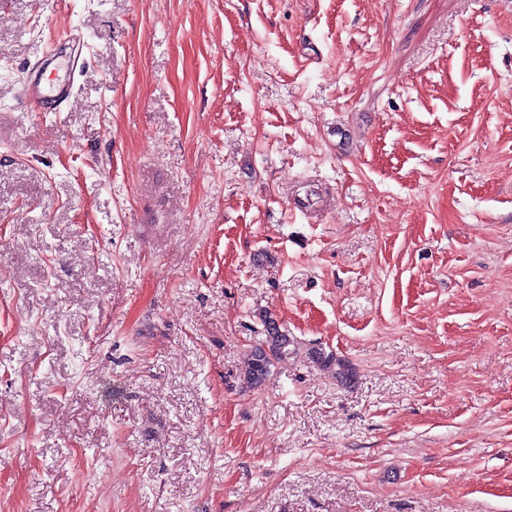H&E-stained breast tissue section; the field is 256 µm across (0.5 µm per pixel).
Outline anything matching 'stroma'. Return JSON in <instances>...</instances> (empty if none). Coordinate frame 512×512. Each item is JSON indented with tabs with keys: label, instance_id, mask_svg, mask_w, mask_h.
<instances>
[{
	"label": "stroma",
	"instance_id": "35a3bbf8",
	"mask_svg": "<svg viewBox=\"0 0 512 512\" xmlns=\"http://www.w3.org/2000/svg\"><path fill=\"white\" fill-rule=\"evenodd\" d=\"M0 512H512V0H0ZM74 58L71 66L68 67L64 78H45L46 72L42 73L38 79L25 80L20 87V96L39 106L41 112H56L62 102L70 99L76 80V73L81 72V68L75 63L78 51L74 49ZM263 327L261 341L250 350L243 370V379L250 386L260 387L270 380L275 365L299 349L294 336L276 323L272 313L261 316ZM307 356L320 371L327 373L341 386L352 384L356 378L355 371L348 360L335 352H327L323 347H309Z\"/></svg>",
	"mask_w": 512,
	"mask_h": 512
}]
</instances>
